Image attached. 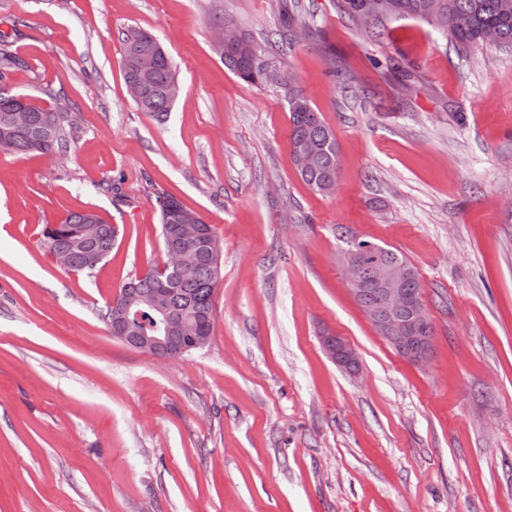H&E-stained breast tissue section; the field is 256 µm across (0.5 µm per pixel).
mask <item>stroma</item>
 <instances>
[{
  "instance_id": "obj_1",
  "label": "stroma",
  "mask_w": 512,
  "mask_h": 512,
  "mask_svg": "<svg viewBox=\"0 0 512 512\" xmlns=\"http://www.w3.org/2000/svg\"><path fill=\"white\" fill-rule=\"evenodd\" d=\"M304 3L321 34L284 65L335 135L328 195L295 171L283 93L213 51L226 12L267 45L276 0H0L13 90L63 106L69 136L62 157L0 152V512H512V48L462 52L410 18L373 40L333 0ZM133 29L177 68L161 122L125 83ZM391 59L414 65L408 89ZM163 194L223 249L211 336L168 360L101 316L163 261ZM86 211L116 242L69 270L42 229ZM345 229L415 267L426 365L352 297ZM320 337L325 352L337 366L350 374L359 371L354 368L355 362H358L357 352L344 337L329 329H325Z\"/></svg>"
}]
</instances>
